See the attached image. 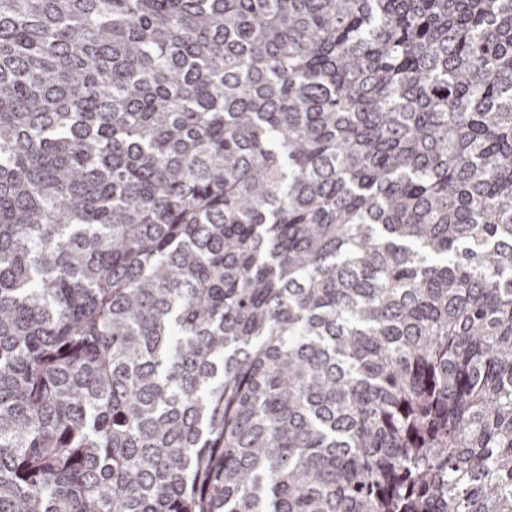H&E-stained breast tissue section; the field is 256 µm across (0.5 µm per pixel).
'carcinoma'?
Returning a JSON list of instances; mask_svg holds the SVG:
<instances>
[{
  "label": "carcinoma",
  "mask_w": 512,
  "mask_h": 512,
  "mask_svg": "<svg viewBox=\"0 0 512 512\" xmlns=\"http://www.w3.org/2000/svg\"><path fill=\"white\" fill-rule=\"evenodd\" d=\"M0 512H512V0H0Z\"/></svg>",
  "instance_id": "obj_1"
}]
</instances>
